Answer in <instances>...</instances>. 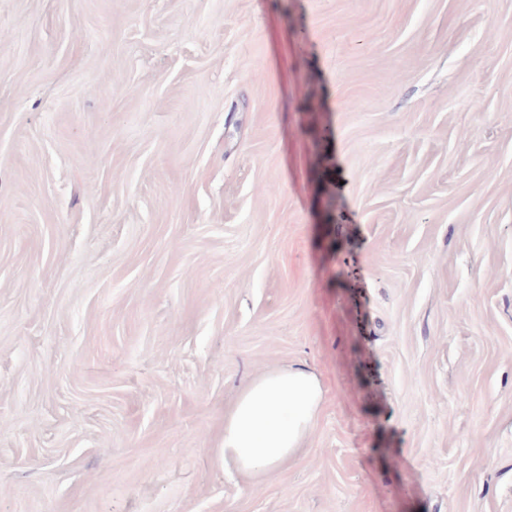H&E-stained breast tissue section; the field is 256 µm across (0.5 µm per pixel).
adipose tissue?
Returning a JSON list of instances; mask_svg holds the SVG:
<instances>
[{
	"mask_svg": "<svg viewBox=\"0 0 512 512\" xmlns=\"http://www.w3.org/2000/svg\"><path fill=\"white\" fill-rule=\"evenodd\" d=\"M324 393L319 376L304 368L256 377L224 418L225 464L256 480L285 464L310 435Z\"/></svg>",
	"mask_w": 512,
	"mask_h": 512,
	"instance_id": "1",
	"label": "adipose tissue"
}]
</instances>
